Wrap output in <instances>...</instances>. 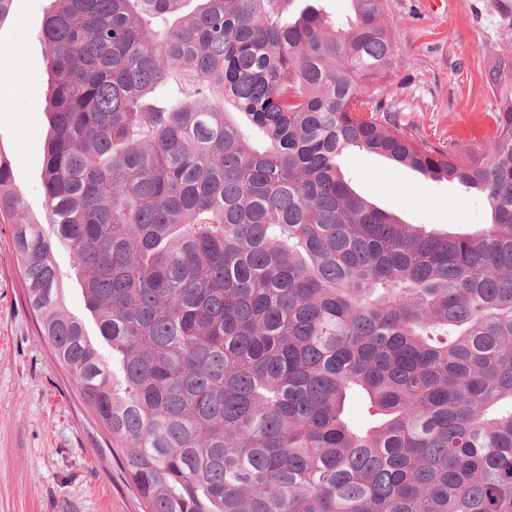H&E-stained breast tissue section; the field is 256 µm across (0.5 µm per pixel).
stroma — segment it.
Returning <instances> with one entry per match:
<instances>
[{
    "mask_svg": "<svg viewBox=\"0 0 512 512\" xmlns=\"http://www.w3.org/2000/svg\"><path fill=\"white\" fill-rule=\"evenodd\" d=\"M50 0H13L0 23V147L31 215L45 197L40 179L50 79L41 27ZM394 39L390 77L378 99L393 119L439 146L486 136L499 105L491 78L512 59V16L499 0H447L431 13L422 0H387L382 19ZM342 167L354 189L380 209L435 233L469 234L491 222L484 193L435 182L359 150ZM56 263L68 309L98 327L85 309L68 252ZM112 438L39 334L25 303L9 225L0 224V512H145Z\"/></svg>",
    "mask_w": 512,
    "mask_h": 512,
    "instance_id": "obj_1",
    "label": "stroma"
}]
</instances>
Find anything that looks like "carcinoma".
I'll use <instances>...</instances> for the list:
<instances>
[{
    "mask_svg": "<svg viewBox=\"0 0 512 512\" xmlns=\"http://www.w3.org/2000/svg\"><path fill=\"white\" fill-rule=\"evenodd\" d=\"M52 2L46 222L2 148L0 218L148 512H512V75L478 155L370 106L386 0L344 29L293 0ZM351 148L485 193L492 224L402 222L353 191ZM55 257L57 267L64 283L65 303L68 309L83 319L85 330L91 338L100 340L98 327L91 315L85 310V301L79 276L77 271L72 267L68 252L64 248H59Z\"/></svg>",
    "mask_w": 512,
    "mask_h": 512,
    "instance_id": "cac0c4a2",
    "label": "carcinoma"
}]
</instances>
